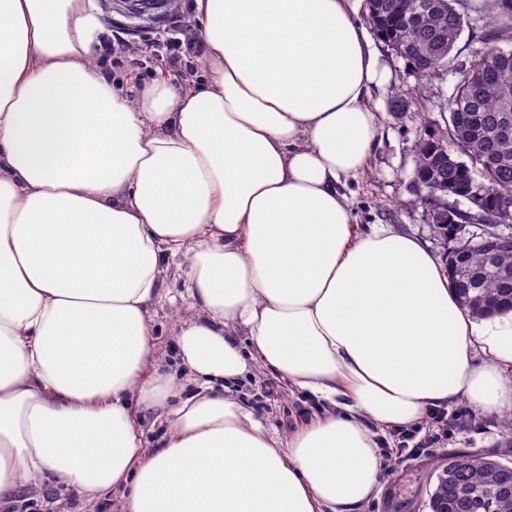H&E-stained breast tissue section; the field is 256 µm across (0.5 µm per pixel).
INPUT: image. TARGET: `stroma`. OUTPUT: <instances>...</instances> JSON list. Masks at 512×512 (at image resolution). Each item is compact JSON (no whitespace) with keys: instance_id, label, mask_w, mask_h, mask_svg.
<instances>
[{"instance_id":"obj_1","label":"stroma","mask_w":512,"mask_h":512,"mask_svg":"<svg viewBox=\"0 0 512 512\" xmlns=\"http://www.w3.org/2000/svg\"><path fill=\"white\" fill-rule=\"evenodd\" d=\"M100 21V36H108L110 24L119 21L148 41L162 26L173 20L194 23V0H93ZM479 43L471 29H464L448 57L443 79L420 77L405 61L392 56L380 41L372 48L386 80L375 87L369 102L380 124V143L372 152L365 170L343 186L342 191L355 216V230L369 232L374 225L387 224L394 230L417 237L439 258H446L449 244L437 236L430 223L429 207L414 202L412 177L424 117H439L455 84L459 71ZM125 66L111 72L112 85L139 103L143 91L154 80L168 78L161 61H153V77L138 79L140 49L124 52ZM185 262L178 255L168 260L158 298L150 308L157 350L153 372L173 380L175 400H183L191 388L184 381L173 328L178 318L191 315V308L178 297L184 289L177 268ZM233 395L251 409L269 428L287 434L297 424L320 412L323 407L314 395L290 392L272 373L257 367L232 389ZM445 430L438 439L423 444L412 453H397L391 433L378 436V446L386 464V474L364 512H429L428 500L437 479L433 463L448 457L472 454L512 464V432L500 414H480L466 403L445 406ZM29 512H118L117 495H108L97 507H89L75 486L43 484L24 490Z\"/></svg>"}]
</instances>
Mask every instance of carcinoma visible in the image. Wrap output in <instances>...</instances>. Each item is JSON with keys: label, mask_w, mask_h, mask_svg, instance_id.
<instances>
[{"label": "carcinoma", "mask_w": 512, "mask_h": 512, "mask_svg": "<svg viewBox=\"0 0 512 512\" xmlns=\"http://www.w3.org/2000/svg\"><path fill=\"white\" fill-rule=\"evenodd\" d=\"M463 0H365L366 18L391 54L418 74L443 79L448 56L470 23L459 9ZM495 18L481 26L482 47L471 52L468 66L448 99L447 111L462 112L461 148L477 166L448 161V124L424 119L425 147L417 153L414 175L423 189L446 178L461 191L484 183L489 192L488 218L511 224L502 203L512 199V0H496ZM446 269L458 302L475 317L489 312L484 301L498 302L496 311L512 309V250L486 264L480 243L465 251L451 249ZM437 484L430 494L431 512H512V466L479 456H457L436 466Z\"/></svg>", "instance_id": "1"}]
</instances>
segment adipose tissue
<instances>
[{
    "instance_id": "adipose-tissue-1",
    "label": "adipose tissue",
    "mask_w": 512,
    "mask_h": 512,
    "mask_svg": "<svg viewBox=\"0 0 512 512\" xmlns=\"http://www.w3.org/2000/svg\"><path fill=\"white\" fill-rule=\"evenodd\" d=\"M357 2L195 0L205 85L136 107L92 0H0V504L51 478L120 512H363L379 432L512 412V310L472 317L420 239L355 231L384 79ZM179 254L201 389L171 408L150 307ZM254 363L331 411L270 432L212 388ZM141 430L146 447H155L164 437L167 430V422L164 418H158L155 413L147 412L141 421Z\"/></svg>"
}]
</instances>
